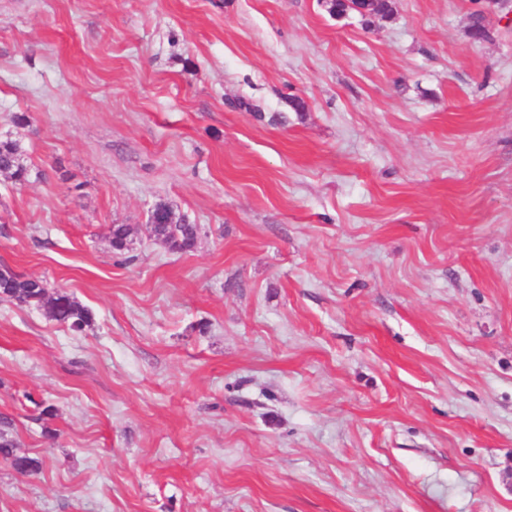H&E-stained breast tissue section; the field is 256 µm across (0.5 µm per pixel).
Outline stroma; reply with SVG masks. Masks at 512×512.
<instances>
[{
    "mask_svg": "<svg viewBox=\"0 0 512 512\" xmlns=\"http://www.w3.org/2000/svg\"><path fill=\"white\" fill-rule=\"evenodd\" d=\"M394 5L0 0V512H512V0ZM347 1L350 2V4H348ZM347 1H338L336 3V0H327L326 4L328 6L329 12L335 15L336 5L341 11L347 10L348 13L358 14L366 26H370L373 22V19L375 18L386 19L389 18L393 13V0H379L381 3L379 5V9L375 12L370 10V6H368V1L370 0ZM0 171L11 173L17 181L27 175V168L22 162V151L19 143L13 140H0ZM156 239L173 252L186 253L195 248L200 228L196 224H188L178 216L165 202H159L153 209ZM0 299L44 310L49 318L74 332L83 331L92 319L90 311L66 292L57 291L55 296H50L44 280L21 277L6 266L0 268ZM16 443L9 436L6 429L0 430V454L11 460L15 470L24 475L37 474L43 465V461L37 457L18 455L15 453Z\"/></svg>",
    "mask_w": 512,
    "mask_h": 512,
    "instance_id": "35a3bbf8",
    "label": "stroma"
}]
</instances>
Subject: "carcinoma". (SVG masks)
Segmentation results:
<instances>
[{
  "instance_id": "1",
  "label": "carcinoma",
  "mask_w": 512,
  "mask_h": 512,
  "mask_svg": "<svg viewBox=\"0 0 512 512\" xmlns=\"http://www.w3.org/2000/svg\"><path fill=\"white\" fill-rule=\"evenodd\" d=\"M330 13L336 10L358 14L365 25L372 24L373 19H386L393 13V0H380L379 9L370 10L368 0H327ZM0 171L11 173L17 181L27 175V168L22 162V151L18 142L0 140ZM156 239L173 252L186 253L195 248L200 228L189 224L178 216L165 202H159L153 209ZM129 237V228L124 224H113L109 228L112 247L122 252L125 250ZM0 299L21 306L43 310L49 318L66 325L74 332H81L90 324V311L67 293L58 291L51 296L46 282L37 277L26 278L13 273L8 267L0 268ZM5 429L0 430V454L11 460L12 466L24 475H34L42 469L43 461L37 457L18 455L15 453L16 443L9 436L6 427L8 420H3Z\"/></svg>"
}]
</instances>
